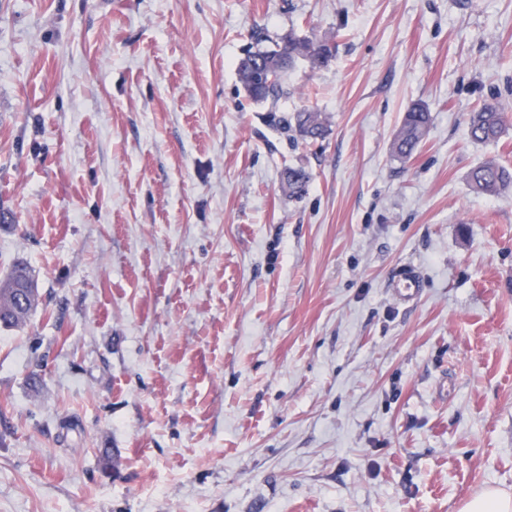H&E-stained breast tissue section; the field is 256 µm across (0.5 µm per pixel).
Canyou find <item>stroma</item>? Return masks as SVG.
Returning a JSON list of instances; mask_svg holds the SVG:
<instances>
[{
    "label": "stroma",
    "mask_w": 512,
    "mask_h": 512,
    "mask_svg": "<svg viewBox=\"0 0 512 512\" xmlns=\"http://www.w3.org/2000/svg\"><path fill=\"white\" fill-rule=\"evenodd\" d=\"M256 28L334 56L253 102ZM491 100L503 132L472 142ZM490 158L512 166V0H0V277L41 292L0 326V512L512 493V189L468 182ZM431 122V114L422 103H413L404 112L400 128L392 142V151L409 158L423 141ZM504 122L505 112L496 103H484L469 115L468 137L478 143L495 141L501 134ZM295 127L305 140L322 139L326 133V123L319 112H297L294 115ZM36 298H31L33 291ZM29 296L33 304L27 309L16 311L19 295ZM39 301V292L32 269L23 263L13 265L0 281V323L6 327H22L28 320ZM393 288L397 297L403 300H414L421 288V279L417 269L411 264H402L393 277Z\"/></svg>",
    "instance_id": "stroma-1"
}]
</instances>
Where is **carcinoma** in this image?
<instances>
[{"label":"carcinoma","mask_w":512,"mask_h":512,"mask_svg":"<svg viewBox=\"0 0 512 512\" xmlns=\"http://www.w3.org/2000/svg\"><path fill=\"white\" fill-rule=\"evenodd\" d=\"M264 54L279 63L274 80L264 88L250 89L247 86V60L239 63V77L248 97L255 102L276 101L287 91L284 88L285 76L300 61L307 60L317 66L333 56V46L327 41H314L306 37L290 36L264 48ZM431 122V114L422 103H414L404 112L400 128L392 142V151L401 158H409L423 141ZM505 122V112L495 103H485L470 113L467 134L470 140L486 143L496 140ZM295 127L306 140L322 139L326 133V123L319 112H298L294 115ZM309 179L302 168L290 167L287 171L288 190L298 195ZM473 190L484 194H498L512 186V169L493 160H485L474 167L469 174ZM38 291L32 269L23 264L13 265L0 280V324L6 327L23 326L38 305L39 298L33 297V304L27 309L16 310V298L23 294L31 296Z\"/></svg>","instance_id":"cac0c4a2"}]
</instances>
